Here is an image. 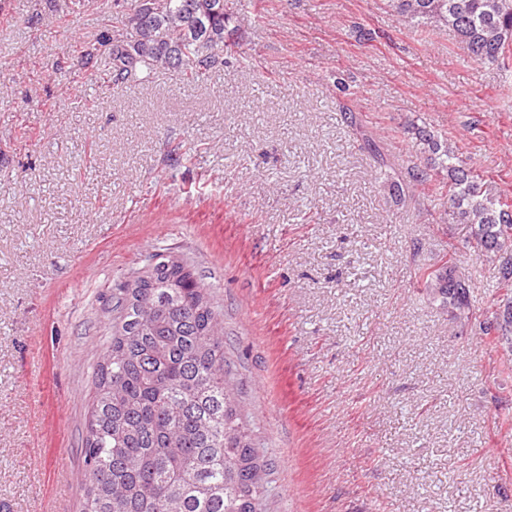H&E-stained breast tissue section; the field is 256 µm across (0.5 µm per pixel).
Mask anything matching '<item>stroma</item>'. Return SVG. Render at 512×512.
<instances>
[{
  "label": "stroma",
  "mask_w": 512,
  "mask_h": 512,
  "mask_svg": "<svg viewBox=\"0 0 512 512\" xmlns=\"http://www.w3.org/2000/svg\"><path fill=\"white\" fill-rule=\"evenodd\" d=\"M231 9L202 80L114 90L107 51L79 53L120 0H0V506L80 512L112 290L161 253L224 315L267 512H512V362L479 330L497 270L441 222L442 175L392 189L424 127L512 196V68L387 0ZM451 256L464 325L415 279Z\"/></svg>",
  "instance_id": "stroma-1"
}]
</instances>
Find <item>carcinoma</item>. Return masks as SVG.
<instances>
[{"label": "carcinoma", "instance_id": "cac0c4a2", "mask_svg": "<svg viewBox=\"0 0 512 512\" xmlns=\"http://www.w3.org/2000/svg\"><path fill=\"white\" fill-rule=\"evenodd\" d=\"M106 34L119 86L159 68L197 82L224 57L229 0H124ZM405 22L453 31L467 54L503 63L512 53V0H388ZM433 169L446 173L449 208L470 228L478 256L496 264L503 290L486 335L512 355V197L483 189L456 148L414 132ZM461 317L473 284L452 260L419 271ZM140 288H117L111 338L97 366L83 448L82 512H266L272 463L242 415L218 306L196 272L164 264Z\"/></svg>", "mask_w": 512, "mask_h": 512}]
</instances>
